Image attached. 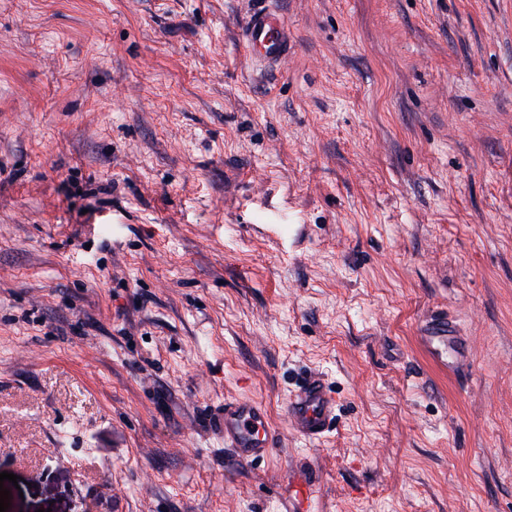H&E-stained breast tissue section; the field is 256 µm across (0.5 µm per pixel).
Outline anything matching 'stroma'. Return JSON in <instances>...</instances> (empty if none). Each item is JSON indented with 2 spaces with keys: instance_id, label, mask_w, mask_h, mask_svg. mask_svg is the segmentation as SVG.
I'll return each mask as SVG.
<instances>
[{
  "instance_id": "stroma-1",
  "label": "stroma",
  "mask_w": 512,
  "mask_h": 512,
  "mask_svg": "<svg viewBox=\"0 0 512 512\" xmlns=\"http://www.w3.org/2000/svg\"><path fill=\"white\" fill-rule=\"evenodd\" d=\"M272 2L276 66L258 0H0L7 512H512V0ZM240 36L250 56L255 51L269 64L280 63L288 58L291 36L288 22L283 15L271 7H258L244 22ZM420 337L428 352L445 367L448 366V349L455 354L456 360L470 358L469 342L448 328V319L433 324L431 331ZM288 430L308 440H320L336 419V399L323 378L309 375L288 396ZM219 424L225 449L240 463L267 458L283 436L270 424L265 408L250 399L225 401Z\"/></svg>"
}]
</instances>
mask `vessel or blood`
I'll return each mask as SVG.
<instances>
[{
    "instance_id": "b4317fda",
    "label": "vessel or blood",
    "mask_w": 512,
    "mask_h": 512,
    "mask_svg": "<svg viewBox=\"0 0 512 512\" xmlns=\"http://www.w3.org/2000/svg\"><path fill=\"white\" fill-rule=\"evenodd\" d=\"M240 36L247 54H259L270 64L287 59L291 36L283 15L270 7H258L244 22ZM422 341L428 352L441 363L449 357L469 358L471 346L456 335L447 322L432 325ZM288 429L309 440L322 439L336 419V399L323 378L310 375L288 397ZM219 423L224 432V446L238 462L265 459L282 434L269 422L265 408L250 399L225 402Z\"/></svg>"
}]
</instances>
